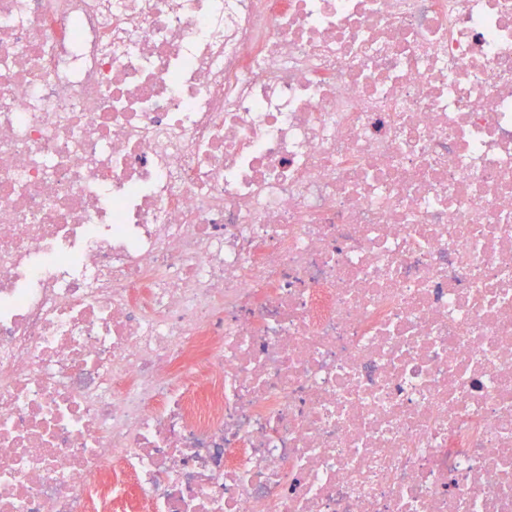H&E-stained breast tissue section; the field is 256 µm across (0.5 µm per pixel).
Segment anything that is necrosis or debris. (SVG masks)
I'll return each instance as SVG.
<instances>
[{"label":"necrosis or debris","instance_id":"4bbe7bcc","mask_svg":"<svg viewBox=\"0 0 512 512\" xmlns=\"http://www.w3.org/2000/svg\"><path fill=\"white\" fill-rule=\"evenodd\" d=\"M0 512H512V0H0Z\"/></svg>","mask_w":512,"mask_h":512}]
</instances>
